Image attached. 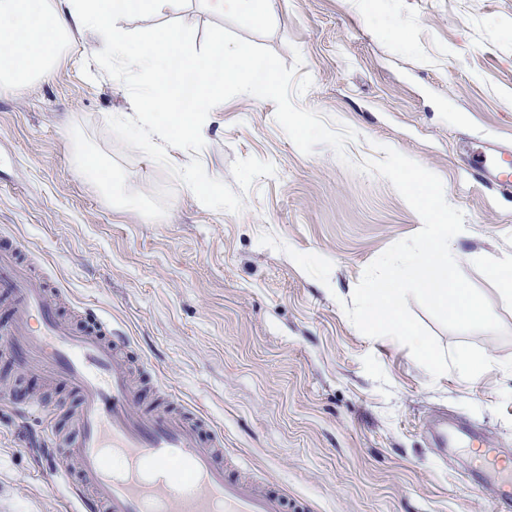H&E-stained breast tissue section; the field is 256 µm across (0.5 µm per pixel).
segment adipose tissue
Here are the masks:
<instances>
[{
	"instance_id": "obj_1",
	"label": "adipose tissue",
	"mask_w": 512,
	"mask_h": 512,
	"mask_svg": "<svg viewBox=\"0 0 512 512\" xmlns=\"http://www.w3.org/2000/svg\"><path fill=\"white\" fill-rule=\"evenodd\" d=\"M176 0H0V87L18 88L48 75L68 45L72 31L87 33L100 56L120 59L131 71L151 75L153 83L133 101L139 115L150 122L153 135L166 142L202 140L205 126L196 112L200 104L219 109L224 102L223 83L212 80L214 61L224 64L225 81L262 78L264 90H272L268 62L239 48H228L215 37L206 53L196 52L184 34L174 27L147 28L126 37L120 27L128 14H160ZM180 58L195 78L192 100H181L168 68Z\"/></svg>"
}]
</instances>
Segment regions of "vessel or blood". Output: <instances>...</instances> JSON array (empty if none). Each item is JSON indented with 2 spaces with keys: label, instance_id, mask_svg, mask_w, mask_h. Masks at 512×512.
I'll return each mask as SVG.
<instances>
[{
  "label": "vessel or blood",
  "instance_id": "b4317fda",
  "mask_svg": "<svg viewBox=\"0 0 512 512\" xmlns=\"http://www.w3.org/2000/svg\"><path fill=\"white\" fill-rule=\"evenodd\" d=\"M476 181L512 188L489 158ZM16 245H0V335L16 369L69 392L72 429L41 454L71 495V512H288V492L262 489L224 458V438L200 410L175 408L133 379L123 336L71 325L58 293L37 286ZM64 465H57V456ZM494 499L512 500V469L488 460Z\"/></svg>",
  "mask_w": 512,
  "mask_h": 512
}]
</instances>
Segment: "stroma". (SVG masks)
<instances>
[{
  "mask_svg": "<svg viewBox=\"0 0 512 512\" xmlns=\"http://www.w3.org/2000/svg\"><path fill=\"white\" fill-rule=\"evenodd\" d=\"M264 8L258 24L180 0L123 27L172 26L198 46L217 24L285 64L302 57L313 83L296 103L357 132L348 162L382 159L386 145L437 174L467 228L451 253L506 334L453 332L409 307L443 347L489 353L483 377L432 378L407 347L366 337L343 311L365 267L422 226L387 179L353 172L323 145L301 153L274 102L250 95L211 114L206 141L131 143L119 127L139 123L131 103L150 80L78 32L48 76L0 91V233L73 314L127 336L257 484L310 512H496L471 474L476 446L512 455V304L489 275L512 255V192L470 171L499 148L512 159V0ZM79 145L111 161L134 206L76 169ZM38 396L43 412H27ZM62 415L35 377L0 404V512H67L30 440Z\"/></svg>",
  "mask_w": 512,
  "mask_h": 512,
  "instance_id": "35a3bbf8",
  "label": "stroma"
}]
</instances>
